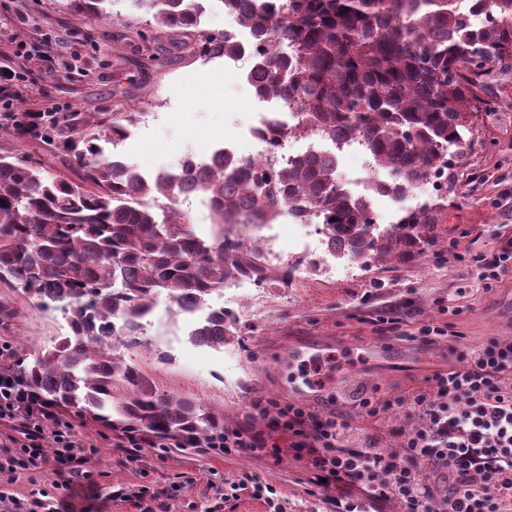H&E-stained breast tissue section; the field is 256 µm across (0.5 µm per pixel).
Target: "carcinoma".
I'll return each mask as SVG.
<instances>
[{"label": "carcinoma", "mask_w": 512, "mask_h": 512, "mask_svg": "<svg viewBox=\"0 0 512 512\" xmlns=\"http://www.w3.org/2000/svg\"><path fill=\"white\" fill-rule=\"evenodd\" d=\"M88 24L114 0H70ZM160 28L197 32L207 58L242 52L226 30H199L197 0H140ZM233 24L263 43L288 42L253 57L256 96L293 104L302 135L356 140L385 189L403 195L452 169L481 144L470 115L492 114L501 99L493 68L512 59V0H475L485 11L473 29L460 0H221ZM131 112H8L0 136L36 141L63 173L31 154L0 152V282L27 292L40 310H57L69 332L51 349L10 367L51 412L65 411L121 434L162 440L176 451H206L224 413L161 390L125 359L142 345L143 319L160 295L183 313L206 311L194 343L219 349L238 335L236 317L210 304L242 277L261 284L260 240L249 228L274 223L295 204L322 219L331 250L384 267L424 258L441 240L445 205L426 202L386 233L370 203L348 195L336 162L310 156L275 173L247 169L220 152L205 165L146 177L103 152L117 145ZM214 211L209 235L196 232L184 192Z\"/></svg>", "instance_id": "1"}]
</instances>
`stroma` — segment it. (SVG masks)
<instances>
[{"instance_id":"stroma-1","label":"stroma","mask_w":512,"mask_h":512,"mask_svg":"<svg viewBox=\"0 0 512 512\" xmlns=\"http://www.w3.org/2000/svg\"><path fill=\"white\" fill-rule=\"evenodd\" d=\"M28 23H20L13 0H0V40L22 46L29 72L13 90L16 106L37 109L50 103L63 112H131L132 135L115 149L125 162L151 176L176 170L185 157L205 159L225 140L239 153L251 151L240 133L252 125L258 107L244 79L251 62L205 61L188 55L172 60L179 40L155 27L150 15L115 5L110 17L87 26L58 0H27ZM493 89L506 99L485 117V141L453 171L455 197L442 213L438 255L424 261L361 271L339 279L324 266L282 283L269 280L239 298L234 307L240 334L221 349L195 345L196 316L173 313L159 298L144 321V343L127 360L147 371L164 391L223 411L228 425L250 420L256 400L294 401L289 344L320 337L341 344L329 356L324 377L345 374L349 393L328 388L312 410L343 415L353 437L375 436L394 446V430L412 423L406 413L383 410L368 416L358 402L392 400L413 394L426 378L448 366L450 348H473L488 338H512V315L502 307L512 293V275L483 287L475 258L495 253L512 238V70L497 75ZM459 306L460 316L439 313V305ZM0 339L21 343L34 354L66 330L61 312L42 313L23 289L0 284ZM447 328L449 340L417 342L428 323ZM386 349L387 357L365 361L364 345ZM75 434L85 439L84 474L70 478L68 467L46 454L15 472L0 473V493L29 503L50 495L69 512H265L263 501L242 497L224 504L229 483L248 477L277 488L287 512H336V493L312 489L304 458L287 436L260 456L216 453L134 452L119 447L111 430L80 420ZM148 487L141 502L113 498L121 488Z\"/></svg>"}]
</instances>
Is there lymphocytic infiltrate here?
<instances>
[{
    "instance_id": "1",
    "label": "lymphocytic infiltrate",
    "mask_w": 512,
    "mask_h": 512,
    "mask_svg": "<svg viewBox=\"0 0 512 512\" xmlns=\"http://www.w3.org/2000/svg\"><path fill=\"white\" fill-rule=\"evenodd\" d=\"M428 377L400 406L419 422L392 448L351 445L350 424L296 403L254 402L263 431L228 426L210 440L225 455L258 456L276 434L306 455L316 478L336 488L337 512H363L364 500L396 501L400 512H512V339L492 337ZM22 419L21 452L39 458L52 445L79 465L84 443L71 424L51 420L44 406L0 371V419Z\"/></svg>"
}]
</instances>
